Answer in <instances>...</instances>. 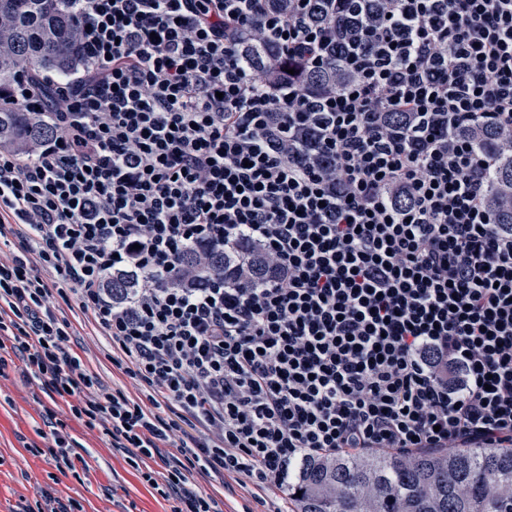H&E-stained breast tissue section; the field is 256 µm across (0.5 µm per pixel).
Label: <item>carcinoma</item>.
<instances>
[{"mask_svg": "<svg viewBox=\"0 0 512 512\" xmlns=\"http://www.w3.org/2000/svg\"><path fill=\"white\" fill-rule=\"evenodd\" d=\"M78 28L61 0H0V84L23 65L58 74L79 65ZM53 126L0 109V146L27 148ZM216 269L236 257L212 246ZM293 512H512V447L312 457L288 483Z\"/></svg>", "mask_w": 512, "mask_h": 512, "instance_id": "cac0c4a2", "label": "carcinoma"}]
</instances>
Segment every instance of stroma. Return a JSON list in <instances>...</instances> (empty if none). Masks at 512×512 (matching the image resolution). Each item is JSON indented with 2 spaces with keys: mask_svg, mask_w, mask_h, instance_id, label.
<instances>
[{
  "mask_svg": "<svg viewBox=\"0 0 512 512\" xmlns=\"http://www.w3.org/2000/svg\"><path fill=\"white\" fill-rule=\"evenodd\" d=\"M0 512H22L41 489L82 501L85 512H171L170 503L156 498L119 453L105 448L84 425L67 419L68 432L81 444L77 454L88 468L82 479L60 474L50 456H32L25 446L36 442L44 410L64 413L63 401L52 400L24 385L18 375L0 379Z\"/></svg>",
  "mask_w": 512,
  "mask_h": 512,
  "instance_id": "1",
  "label": "stroma"
}]
</instances>
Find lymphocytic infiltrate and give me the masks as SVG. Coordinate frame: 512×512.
Returning <instances> with one entry per match:
<instances>
[{
  "mask_svg": "<svg viewBox=\"0 0 512 512\" xmlns=\"http://www.w3.org/2000/svg\"><path fill=\"white\" fill-rule=\"evenodd\" d=\"M63 6L78 69L0 86L55 128L0 147L1 378L64 400L171 512H224L228 480L262 500L313 456L512 447V225L488 205L512 0ZM73 310L137 395L72 348ZM42 438L75 473L65 423Z\"/></svg>",
  "mask_w": 512,
  "mask_h": 512,
  "instance_id": "f902f5d3",
  "label": "lymphocytic infiltrate"
}]
</instances>
